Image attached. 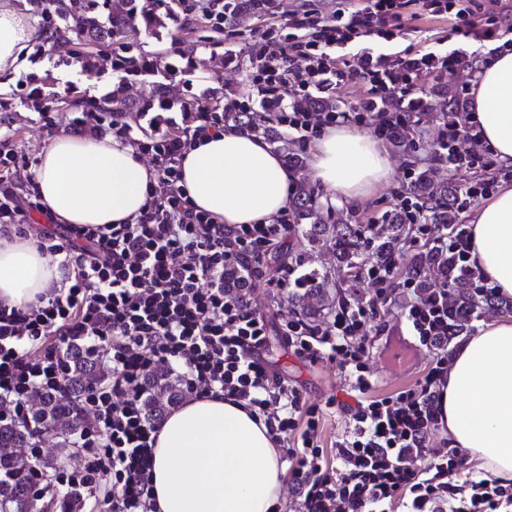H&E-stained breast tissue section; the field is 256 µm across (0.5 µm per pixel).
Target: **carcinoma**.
Instances as JSON below:
<instances>
[{"mask_svg": "<svg viewBox=\"0 0 512 512\" xmlns=\"http://www.w3.org/2000/svg\"><path fill=\"white\" fill-rule=\"evenodd\" d=\"M121 7H110L109 0H56L58 16L63 26L61 32L70 35L75 46V59L85 69L95 65L97 52L94 47L118 45L115 55L117 69L127 74L142 72H171L173 67L163 59L147 60L134 52V45L125 41L131 29L153 33L164 26L161 16L155 11L157 0H120ZM174 102L159 95L139 104L138 111L149 112L156 108L170 110ZM441 113L450 125L464 122L460 98L451 96L441 104ZM227 120L243 132L267 136L278 144L285 164L296 172L305 169L304 158L288 147V142L259 124L254 117L244 112H228ZM407 193L417 198L425 208L436 213L443 224L456 223L460 209L459 194L446 186H436L424 172L418 173L409 182ZM296 223L301 225L302 236L312 245L329 243L336 250L337 259L349 268L361 262V243L358 232L349 224H329L325 220L315 191L305 178L294 186L291 202ZM399 235L381 239L375 248V258L380 262L393 258ZM302 286L305 293L316 294L322 304L305 307V316L314 321L325 306L329 296L323 284L313 274L305 277ZM224 287L235 293L246 287L242 271L230 268L224 272ZM449 296L460 305L466 298V282L458 277L448 278ZM68 397L61 399L43 392L34 396L29 404L28 422L16 423L0 419V512H36L38 500L32 494V474L35 460L22 454L19 448L27 442L35 430L48 428L57 439V447L71 448L75 438L85 425V417L79 409V400L93 386L109 379L110 371L105 362L94 352L82 346H74L67 352ZM148 415L162 417L171 407L183 402L186 394L178 381L167 373H156L148 379ZM44 469L55 468L56 462L44 459L38 464Z\"/></svg>", "mask_w": 512, "mask_h": 512, "instance_id": "carcinoma-1", "label": "carcinoma"}]
</instances>
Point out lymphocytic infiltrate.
<instances>
[{"mask_svg": "<svg viewBox=\"0 0 512 512\" xmlns=\"http://www.w3.org/2000/svg\"><path fill=\"white\" fill-rule=\"evenodd\" d=\"M175 4L184 19L201 17L219 28L242 7L256 13L277 7L276 0ZM401 6V0H367L361 7L315 13L306 0H297L250 44L241 111L276 110V127L303 145L323 127L352 123H374L379 136L392 138L408 124L419 80L455 70L468 58L463 45L446 55L394 57L358 47L360 38L388 40L403 31ZM352 45L355 73L369 84V97L351 112L297 111L296 101L318 99L344 82L347 73L336 67L331 52ZM70 126L125 141L133 133L120 112H79ZM226 128L223 108L204 103L185 113L182 127L138 142V154L153 174L144 209L130 222L98 230L55 223L33 229L34 216L49 211L34 182H22L14 142L0 139V227L35 237L38 248L56 258L66 283L22 309L0 304V412L21 421L33 391L64 395L70 346L92 348L112 365L110 381L80 401L87 425L77 464L52 475L35 470L34 490L78 488L86 497L103 498L112 512H149L152 448L161 422L145 410L147 379L165 371L188 394L220 392L263 417L288 464L297 512H512L511 479L466 474L459 449L433 445L440 388L448 378L451 322L460 314L472 317L480 302L498 294L469 261L466 225L438 223L420 205L402 201L404 222L432 253L453 258L471 296L460 313L449 305L447 288L423 286L413 275L404 280L401 319L414 345L432 353L433 363L394 395H376L367 369L380 334L377 304L396 276V261L364 267L374 290L368 302L342 299L318 323L295 312L283 318L282 334L293 353L312 364L336 365L355 401L343 433L324 448L321 408L306 404L295 386L267 369L266 316L248 291L234 295L224 287L225 268L259 271L274 249L286 245L293 212L284 211L270 224L228 227L191 207L180 185L192 142ZM435 159L454 170L494 165L472 124L441 127Z\"/></svg>", "mask_w": 512, "mask_h": 512, "instance_id": "obj_1", "label": "lymphocytic infiltrate"}]
</instances>
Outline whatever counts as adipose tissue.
Segmentation results:
<instances>
[{"label":"adipose tissue","mask_w":512,"mask_h":512,"mask_svg":"<svg viewBox=\"0 0 512 512\" xmlns=\"http://www.w3.org/2000/svg\"><path fill=\"white\" fill-rule=\"evenodd\" d=\"M31 37L15 11H0V88L24 65ZM472 103L483 141L512 165V50L488 57ZM310 166L315 180L350 204L364 201L391 173L382 144L345 127L322 134ZM294 181L260 137L234 129L196 142L182 161L191 206L224 225L271 222L289 206ZM35 183L59 223L96 229L141 213L150 173L132 146L63 129L42 148ZM470 261L491 286L512 296V186L478 206ZM60 285L56 263L33 239L0 233L1 302L21 308ZM441 407L453 447L496 477L512 479V320L484 324L456 349ZM283 477L264 422L223 396L198 397L174 410L157 433L151 497L157 512H271Z\"/></svg>","instance_id":"adipose-tissue-1"}]
</instances>
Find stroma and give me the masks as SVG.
I'll return each mask as SVG.
<instances>
[{"instance_id":"35a3bbf8","label":"stroma","mask_w":512,"mask_h":512,"mask_svg":"<svg viewBox=\"0 0 512 512\" xmlns=\"http://www.w3.org/2000/svg\"><path fill=\"white\" fill-rule=\"evenodd\" d=\"M9 2L21 14L25 23L34 28L35 33L28 49L32 52L40 51L41 56L30 59L28 67L17 74L10 92L0 94V116L10 120L20 155L33 161L37 160L40 149L49 141L52 130L68 128L71 118V109L66 104L49 112L37 110L34 106L35 90L58 91L67 88L75 97L106 98L111 96L113 89L118 88L122 91L123 99L130 105L127 112L130 124L146 128L154 122L159 130H171L182 122L180 109L156 110L151 118L146 119L134 110V103L160 89L191 106L209 96L214 97L215 101H223L225 93L231 90L243 93L242 71L248 66L246 47L264 23L263 18L245 11L232 19L230 27L220 32L204 22L189 24L180 18L169 20L166 28L156 36L141 30L132 31V41L147 55L167 54L173 42L178 40L183 49L187 50L188 57L179 62L178 71L173 75H128L114 70L112 57L108 54L99 56L94 70L82 69L73 60L72 44H47L42 35L38 34L40 19L37 15V0ZM401 12L410 20L409 29L390 41L371 38V45L380 52L398 53L407 50L414 54H424L432 50L449 51L459 46L457 29L461 25L460 20L433 15L421 0H404ZM476 76V71L470 67L453 74L430 75L420 81L417 96L424 102L434 104L443 97L461 95L463 84L474 82ZM442 122L441 114L434 111L423 115L415 123L414 147L406 151L390 150L391 175L388 182L363 202H341L333 199L326 188H318L319 200L324 207L331 209L333 221L346 222L356 229L366 224L386 226L398 202L404 170L408 167L418 172H428L434 183L458 189L487 180V173L481 171H449L432 162V144ZM294 260L301 261L303 272L318 270L325 288L333 298H365L371 295L372 290L359 270L346 268L337 261L333 247H316L295 235L289 238L278 261H267L260 272L249 279L253 301L269 322L270 336L264 353L268 368L296 385L307 403L326 408L327 413L321 424V442L328 447L335 442L347 421L346 414L338 405L339 400L346 397L342 390L343 380L335 365L325 362L312 364L298 359L289 351L280 333V320L282 315L295 311L296 305L291 293L275 296L269 293L268 281L275 277L279 263ZM401 299L400 288L389 287L387 301L380 308L385 343L379 354L372 359L371 369L377 380V391L383 395L413 384L431 362L428 352L411 349L406 354V365L402 373H393L387 367V361L395 349L394 341L403 335L398 319Z\"/></svg>"}]
</instances>
